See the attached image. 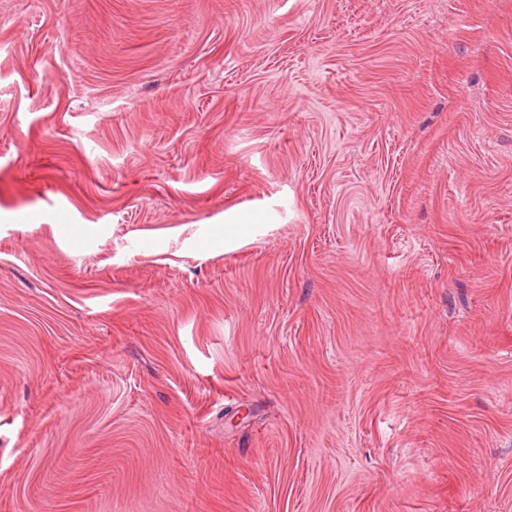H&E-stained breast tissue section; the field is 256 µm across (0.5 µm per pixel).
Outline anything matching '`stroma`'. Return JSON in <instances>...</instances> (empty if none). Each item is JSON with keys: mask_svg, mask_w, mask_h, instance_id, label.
Instances as JSON below:
<instances>
[{"mask_svg": "<svg viewBox=\"0 0 512 512\" xmlns=\"http://www.w3.org/2000/svg\"><path fill=\"white\" fill-rule=\"evenodd\" d=\"M0 512H512V0H0Z\"/></svg>", "mask_w": 512, "mask_h": 512, "instance_id": "35a3bbf8", "label": "stroma"}]
</instances>
